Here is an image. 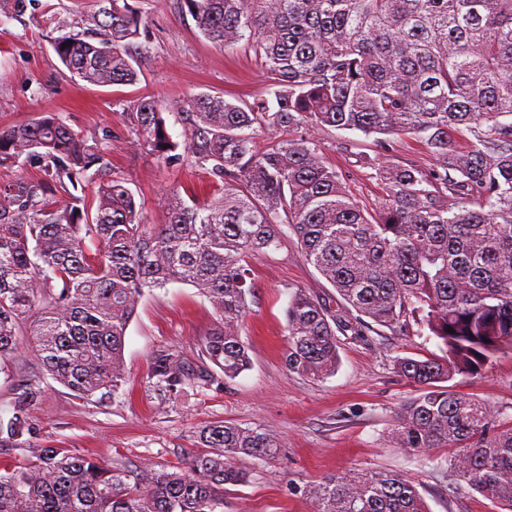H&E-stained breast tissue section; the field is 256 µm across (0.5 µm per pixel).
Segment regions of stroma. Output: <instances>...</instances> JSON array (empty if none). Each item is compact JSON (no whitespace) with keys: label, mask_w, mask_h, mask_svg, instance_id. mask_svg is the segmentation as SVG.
<instances>
[{"label":"stroma","mask_w":512,"mask_h":512,"mask_svg":"<svg viewBox=\"0 0 512 512\" xmlns=\"http://www.w3.org/2000/svg\"><path fill=\"white\" fill-rule=\"evenodd\" d=\"M96 7V0H39L33 15L0 26V128L55 112L74 130L95 135L104 143L113 176L134 192L145 223L159 224L166 192L202 199L211 191L209 178L189 163L165 164L140 145L127 112L143 96L180 100L209 92L249 100L264 92L265 74L247 48L225 50L208 42L176 0H152L137 84L97 87L71 79L51 47L56 32L43 19L57 13L73 25ZM321 142L327 162L343 173L356 200L378 205L382 190L357 163L359 155L373 154L371 139L336 131L322 135ZM252 265L255 288L243 335L249 371L220 390L198 379L177 396L158 394L148 379L153 352L176 347L190 366H201V340L214 321L210 303L196 288L169 284L146 294L129 324L127 380L111 402L74 399L56 381L44 379L42 398L32 410L42 427L39 443L89 452L130 470L150 465L161 471L198 449L202 426L224 420L264 428L282 441L274 458L239 459L247 481L228 494L229 512H313L309 486L352 468L406 475L430 512H500L491 499L452 492L447 468L424 467L385 444L397 408L416 392L394 362L436 352L435 340L395 336L378 326L364 336H339L335 374L312 380L290 372L283 354L291 292L305 289L334 308L341 298L306 262L295 239ZM452 386L461 395L511 408L512 348H504L480 375L455 377Z\"/></svg>","instance_id":"stroma-1"}]
</instances>
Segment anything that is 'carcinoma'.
Masks as SVG:
<instances>
[{"label":"carcinoma","mask_w":512,"mask_h":512,"mask_svg":"<svg viewBox=\"0 0 512 512\" xmlns=\"http://www.w3.org/2000/svg\"><path fill=\"white\" fill-rule=\"evenodd\" d=\"M35 0H0V23ZM214 46H244L265 71L251 102L196 94L185 102L145 96L127 113L143 145L170 165L184 157L217 195L187 203L167 196L166 220L149 230L100 142L46 112L0 128V166L35 164L41 178L0 186V358L28 347L40 366L18 379L0 413V448L22 467L0 468V512H224L228 487L245 482L242 456L274 457L280 439L259 427L211 422L202 450L172 472L63 448L33 446L31 409L50 377L78 400L103 403L125 381L128 326L145 295L189 284L215 322L202 356L233 380L250 366L242 339L248 263L294 236L308 264L341 296L332 310L299 289L286 308L288 370L313 380L339 364L336 333L373 326L425 335L440 354L399 357L418 393L396 411L387 447L432 462L452 449L454 489L512 512V414L456 393L457 376L482 372L512 347V0H179ZM150 0H98L79 34L53 50L73 76L98 87L133 85ZM185 123L184 141L164 114ZM308 135L262 149L256 129ZM373 138L360 159L381 186L376 208L360 206L327 163L322 134ZM426 146L435 164L388 159L392 143ZM148 377L169 396L198 377L180 351L156 350ZM313 512H427L404 476L348 469L307 489Z\"/></svg>","instance_id":"carcinoma-1"}]
</instances>
